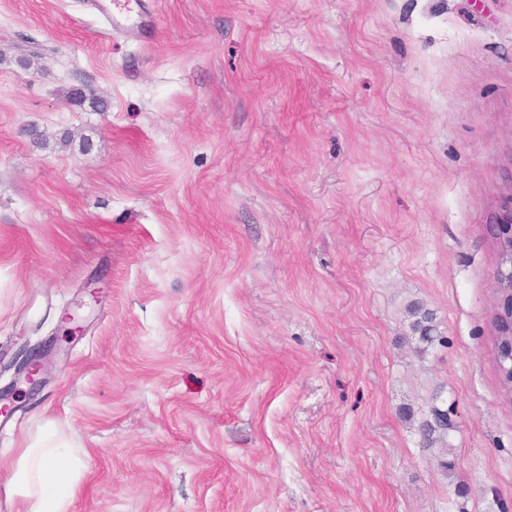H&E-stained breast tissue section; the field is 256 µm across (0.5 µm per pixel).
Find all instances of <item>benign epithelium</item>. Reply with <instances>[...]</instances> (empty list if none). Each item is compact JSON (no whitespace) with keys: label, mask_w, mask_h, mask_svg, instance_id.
<instances>
[{"label":"benign epithelium","mask_w":512,"mask_h":512,"mask_svg":"<svg viewBox=\"0 0 512 512\" xmlns=\"http://www.w3.org/2000/svg\"><path fill=\"white\" fill-rule=\"evenodd\" d=\"M498 264L497 303L493 311L494 339L504 396L512 399V208L496 218Z\"/></svg>","instance_id":"1"}]
</instances>
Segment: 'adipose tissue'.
Here are the masks:
<instances>
[{
  "instance_id": "ef3b65f1",
  "label": "adipose tissue",
  "mask_w": 512,
  "mask_h": 512,
  "mask_svg": "<svg viewBox=\"0 0 512 512\" xmlns=\"http://www.w3.org/2000/svg\"><path fill=\"white\" fill-rule=\"evenodd\" d=\"M78 451L55 430L32 438L18 456H0L9 512H68L80 490Z\"/></svg>"
}]
</instances>
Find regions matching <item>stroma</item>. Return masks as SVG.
I'll list each match as a JSON object with an SVG mask.
<instances>
[{
  "label": "stroma",
  "mask_w": 512,
  "mask_h": 512,
  "mask_svg": "<svg viewBox=\"0 0 512 512\" xmlns=\"http://www.w3.org/2000/svg\"><path fill=\"white\" fill-rule=\"evenodd\" d=\"M94 2L0 0V449L80 448L70 512H512V0ZM498 264L497 303L493 311L494 339L504 396L512 399V205L496 218Z\"/></svg>",
  "instance_id": "1"
}]
</instances>
